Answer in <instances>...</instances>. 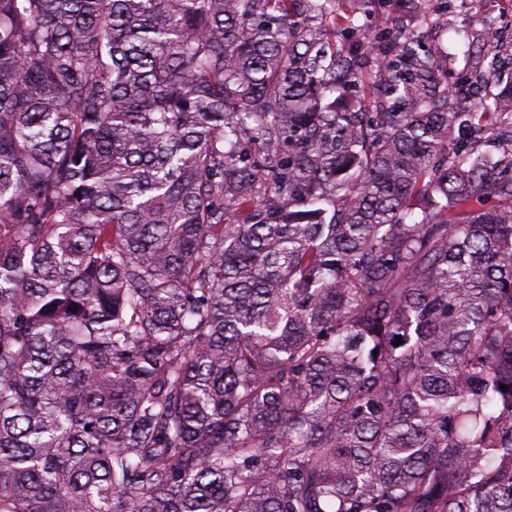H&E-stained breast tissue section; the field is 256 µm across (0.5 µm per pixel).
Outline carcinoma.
Here are the masks:
<instances>
[{
	"instance_id": "obj_1",
	"label": "carcinoma",
	"mask_w": 512,
	"mask_h": 512,
	"mask_svg": "<svg viewBox=\"0 0 512 512\" xmlns=\"http://www.w3.org/2000/svg\"><path fill=\"white\" fill-rule=\"evenodd\" d=\"M337 2L0 0V512H512V82Z\"/></svg>"
}]
</instances>
